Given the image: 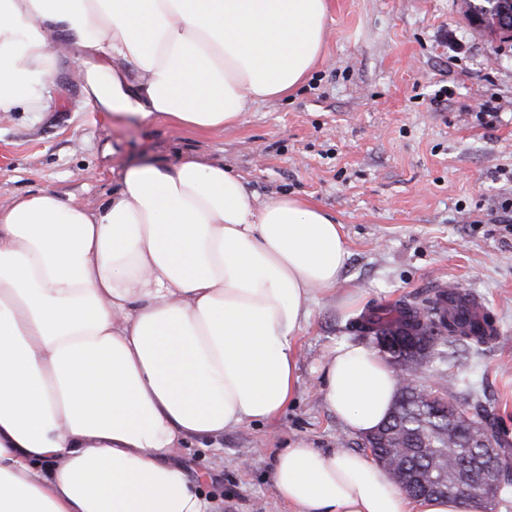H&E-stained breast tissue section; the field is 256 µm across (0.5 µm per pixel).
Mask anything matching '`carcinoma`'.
Instances as JSON below:
<instances>
[{
	"label": "carcinoma",
	"mask_w": 512,
	"mask_h": 512,
	"mask_svg": "<svg viewBox=\"0 0 512 512\" xmlns=\"http://www.w3.org/2000/svg\"><path fill=\"white\" fill-rule=\"evenodd\" d=\"M360 332L371 341L388 336V349L380 351L395 371L422 368L445 378L458 352H478L494 338L488 317L468 314L466 299L451 291H436L415 303L361 318ZM477 391L468 388L452 402L436 390L419 386L397 388L389 417L374 434V457L385 467L397 469L400 485L412 496H425L419 478L432 473L445 480L436 495L457 497L460 485L469 498L496 507L500 495L512 487V466L502 463L498 483L490 487L480 477L479 453L486 432L501 444L487 411H469Z\"/></svg>",
	"instance_id": "1"
}]
</instances>
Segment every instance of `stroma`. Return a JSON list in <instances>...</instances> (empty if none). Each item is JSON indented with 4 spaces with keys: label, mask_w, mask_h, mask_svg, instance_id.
Instances as JSON below:
<instances>
[{
    "label": "stroma",
    "mask_w": 512,
    "mask_h": 512,
    "mask_svg": "<svg viewBox=\"0 0 512 512\" xmlns=\"http://www.w3.org/2000/svg\"><path fill=\"white\" fill-rule=\"evenodd\" d=\"M59 61L48 112L0 118V206L43 190L95 206L126 166L194 157L241 175L258 200L305 197L342 224L349 258L298 341L297 391L278 418L182 448L213 512H291L273 461L302 438L357 451L324 399L330 350L361 339L340 302L393 309L460 285L497 329L460 358L456 390L486 394L512 453V43L472 26L463 0H331L321 62L290 97L253 106L236 127L197 132L85 111ZM497 118L484 116L485 103Z\"/></svg>",
    "instance_id": "35a3bbf8"
}]
</instances>
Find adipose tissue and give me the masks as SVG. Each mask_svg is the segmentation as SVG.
I'll return each mask as SVG.
<instances>
[{
  "instance_id": "ef3b65f1",
  "label": "adipose tissue",
  "mask_w": 512,
  "mask_h": 512,
  "mask_svg": "<svg viewBox=\"0 0 512 512\" xmlns=\"http://www.w3.org/2000/svg\"><path fill=\"white\" fill-rule=\"evenodd\" d=\"M330 0H0V112H46L61 53L94 112L208 132L283 98L320 61ZM349 251L336 219L257 201L221 165L128 168L93 208L51 191L0 207V512H211L190 440L278 418L311 302ZM325 400L345 432L386 419L396 375L338 343ZM293 512H480L409 499L355 451L288 442Z\"/></svg>"
}]
</instances>
